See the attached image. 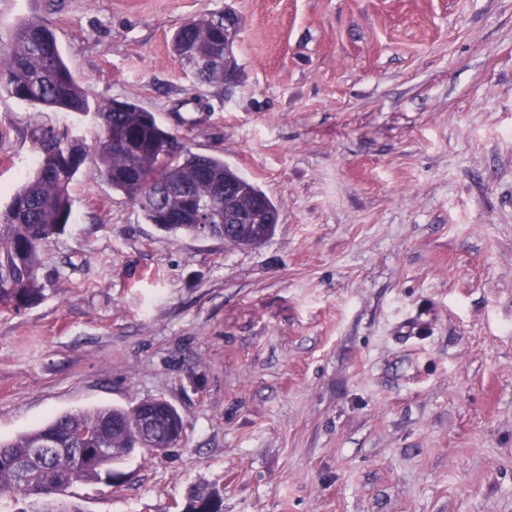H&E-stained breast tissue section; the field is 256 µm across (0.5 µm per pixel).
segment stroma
Here are the masks:
<instances>
[{
	"instance_id": "1",
	"label": "stroma",
	"mask_w": 512,
	"mask_h": 512,
	"mask_svg": "<svg viewBox=\"0 0 512 512\" xmlns=\"http://www.w3.org/2000/svg\"><path fill=\"white\" fill-rule=\"evenodd\" d=\"M240 19L233 84L171 39ZM48 22L92 101L130 100L279 207L256 248L171 234L80 175L41 297L0 306V442L163 399L175 448L70 512H512V0H0ZM92 117L0 95V207L32 125Z\"/></svg>"
}]
</instances>
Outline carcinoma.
Returning <instances> with one entry per match:
<instances>
[{
	"label": "carcinoma",
	"instance_id": "cac0c4a2",
	"mask_svg": "<svg viewBox=\"0 0 512 512\" xmlns=\"http://www.w3.org/2000/svg\"><path fill=\"white\" fill-rule=\"evenodd\" d=\"M222 11H208L183 24L174 33L172 49L183 68L207 83L224 82V39L219 25ZM0 91L42 110L87 114L94 112L102 129L94 167L84 170L86 150L81 140L66 131L34 126L30 137L39 151L36 169L0 208V304L18 308L36 300L43 288L39 277L45 246L64 233L72 216L71 186L77 175L88 172L106 179L126 195L147 221L168 233L200 236L194 221L161 224L150 201V182L174 184L191 191L196 200L229 185L240 194L244 211L256 223L224 230V208L214 211L210 236L238 247H256L269 239L276 225L269 217L278 213L277 204L255 183L240 175L218 156L201 155L183 148L178 134L161 128L152 113L125 100L91 105L83 84L64 61L51 28L39 19L17 26L9 42L0 49ZM128 137L125 146L112 144V128ZM81 160L73 166L63 155ZM155 418L150 450L175 446L173 433L182 427L181 416L169 403L146 399L130 409L99 407L52 418L37 429L0 444V496L32 497L43 501L41 512H67L57 504V489L76 482H105L120 478L113 466L134 447L136 435L145 427V412ZM51 441L59 451L44 460L26 487L18 483L15 461ZM104 451L100 462L82 463L74 449ZM190 512H221L215 491L198 492L190 498Z\"/></svg>",
	"mask_w": 512,
	"mask_h": 512
}]
</instances>
